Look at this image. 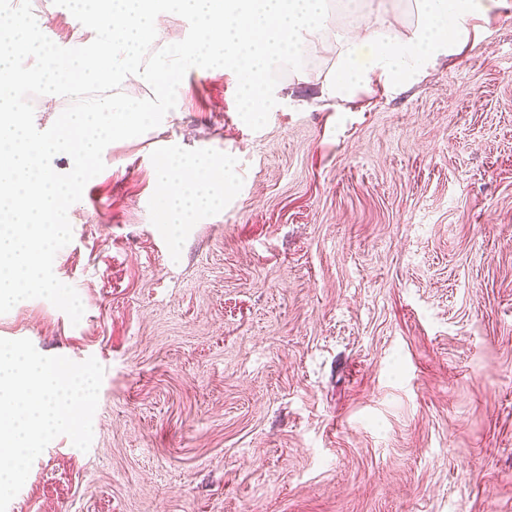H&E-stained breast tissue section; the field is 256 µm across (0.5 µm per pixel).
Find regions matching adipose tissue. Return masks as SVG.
I'll return each instance as SVG.
<instances>
[{
  "instance_id": "obj_1",
  "label": "adipose tissue",
  "mask_w": 512,
  "mask_h": 512,
  "mask_svg": "<svg viewBox=\"0 0 512 512\" xmlns=\"http://www.w3.org/2000/svg\"><path fill=\"white\" fill-rule=\"evenodd\" d=\"M374 0H68L72 24L90 32L88 49L49 43L20 15L0 19V307L51 283L52 243L65 231V205L90 161L119 138L152 132L180 106L165 86L192 61L221 70L242 91L243 118L255 123L279 102L276 72L301 67L308 43L324 39L335 12L358 16L363 31L346 36L320 96L345 100L371 85L398 91L440 60L488 36L485 26L507 0H406L385 26L370 25ZM190 21L191 38L177 22ZM174 45L173 58L146 59L153 43ZM41 57L38 65L30 57ZM73 85L92 94L60 110L35 133L21 94L29 88L57 100ZM66 155L68 177L50 158ZM163 219L189 224L222 207L235 180L229 156L176 148L159 157Z\"/></svg>"
}]
</instances>
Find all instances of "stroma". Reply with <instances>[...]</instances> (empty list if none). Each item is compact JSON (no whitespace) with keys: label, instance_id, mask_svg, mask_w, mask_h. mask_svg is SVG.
<instances>
[{"label":"stroma","instance_id":"obj_1","mask_svg":"<svg viewBox=\"0 0 512 512\" xmlns=\"http://www.w3.org/2000/svg\"><path fill=\"white\" fill-rule=\"evenodd\" d=\"M82 47L66 0H0ZM397 92L318 99L311 47L255 124L220 71L106 147L51 288L0 338L105 369L7 512H512V17ZM231 153L223 209L170 232L164 142Z\"/></svg>","mask_w":512,"mask_h":512}]
</instances>
